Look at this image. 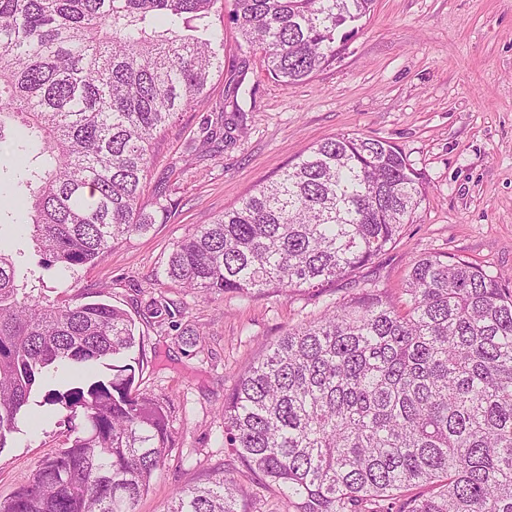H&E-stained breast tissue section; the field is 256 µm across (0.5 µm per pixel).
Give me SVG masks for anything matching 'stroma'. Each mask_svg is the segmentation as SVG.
Here are the masks:
<instances>
[{
	"label": "stroma",
	"mask_w": 512,
	"mask_h": 512,
	"mask_svg": "<svg viewBox=\"0 0 512 512\" xmlns=\"http://www.w3.org/2000/svg\"><path fill=\"white\" fill-rule=\"evenodd\" d=\"M229 10V0H218L209 18L224 35L223 74L155 146L141 197L147 231L76 273L42 274L48 300L64 291L77 303L125 309L144 339L141 389L173 400L166 466L136 512H167L175 489L223 468L219 411L237 377L288 328L352 292L339 282L321 291L206 298L164 276L179 241L276 179L311 146L339 134L385 139L424 178L414 222L362 271V286L401 298L406 274L424 252L457 254L489 274L512 275V0H375L334 63L288 86L266 75ZM219 107L226 126L205 132L206 117ZM160 295L181 308L177 326L144 318ZM193 334L196 345L186 346ZM29 411L0 451V499L26 484L64 440L58 406L38 393ZM235 470L249 493L245 512H288L245 466Z\"/></svg>",
	"instance_id": "35a3bbf8"
}]
</instances>
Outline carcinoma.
Wrapping results in <instances>:
<instances>
[{
  "mask_svg": "<svg viewBox=\"0 0 512 512\" xmlns=\"http://www.w3.org/2000/svg\"><path fill=\"white\" fill-rule=\"evenodd\" d=\"M218 0H0V132L20 120L13 209L38 265L71 272L148 228L139 200L154 140L224 71ZM374 0H233L231 20L286 85L330 66ZM423 177L380 139L338 135L177 243L167 277L204 296L355 280L414 222ZM0 252V452L50 389L72 439L0 512H136L171 448L170 398L141 391L134 319L45 302ZM404 304L377 288L326 306L269 345L224 398V447L293 512H512V276L422 253ZM148 314L180 313L163 296ZM82 418L83 424L75 423ZM226 469L168 512H239Z\"/></svg>",
  "mask_w": 512,
  "mask_h": 512,
  "instance_id": "obj_1",
  "label": "carcinoma"
}]
</instances>
